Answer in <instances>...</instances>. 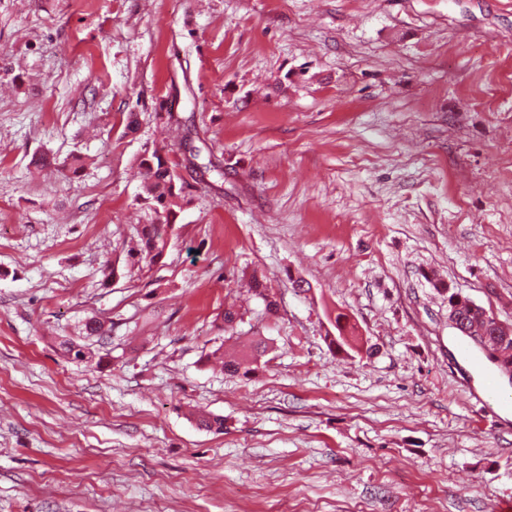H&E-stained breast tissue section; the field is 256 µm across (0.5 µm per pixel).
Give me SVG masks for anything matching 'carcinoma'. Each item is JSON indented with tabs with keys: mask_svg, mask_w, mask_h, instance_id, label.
<instances>
[{
	"mask_svg": "<svg viewBox=\"0 0 512 512\" xmlns=\"http://www.w3.org/2000/svg\"><path fill=\"white\" fill-rule=\"evenodd\" d=\"M139 166L145 183V196L142 201L149 211V219L148 223L136 227L138 248L134 261L151 265L163 256L172 229L171 216L174 208L185 200V194L184 187L177 185L178 176L174 166L158 152L142 156ZM438 288L448 293V313L449 318L455 322V329L466 336L479 337L492 350H501L504 355L501 368L508 369V365L512 364V327L500 322L482 306L466 297L458 302L454 301L456 293L451 291V287L440 284ZM248 291L263 299L266 311L275 312L277 303L257 276L251 277ZM59 348L64 355L76 360L90 361L94 358V353L89 348L71 339L60 341ZM265 349L266 346L258 343L243 352L239 358L222 361L224 372L231 375L240 373L244 376L255 372Z\"/></svg>",
	"mask_w": 512,
	"mask_h": 512,
	"instance_id": "obj_1",
	"label": "carcinoma"
}]
</instances>
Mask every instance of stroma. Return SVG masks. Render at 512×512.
<instances>
[{"instance_id": "obj_1", "label": "stroma", "mask_w": 512, "mask_h": 512, "mask_svg": "<svg viewBox=\"0 0 512 512\" xmlns=\"http://www.w3.org/2000/svg\"><path fill=\"white\" fill-rule=\"evenodd\" d=\"M156 148L188 202L139 269ZM437 278L512 325V0H0V512H498ZM232 302L246 377L204 361ZM261 345L262 342L260 341L255 347L250 348L249 351L243 352L238 359L222 361L224 372L231 375L242 372L243 376H247L248 374L255 372L258 369L262 354L266 351L265 344H263V346Z\"/></svg>"}]
</instances>
